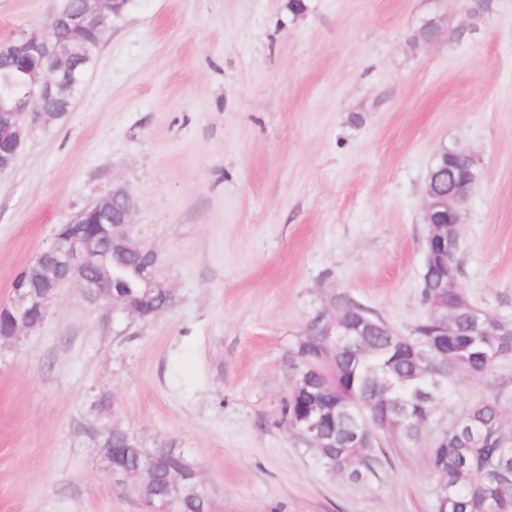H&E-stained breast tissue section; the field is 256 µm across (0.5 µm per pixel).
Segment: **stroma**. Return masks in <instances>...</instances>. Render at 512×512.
Wrapping results in <instances>:
<instances>
[{
    "label": "stroma",
    "instance_id": "obj_1",
    "mask_svg": "<svg viewBox=\"0 0 512 512\" xmlns=\"http://www.w3.org/2000/svg\"><path fill=\"white\" fill-rule=\"evenodd\" d=\"M64 0H0V38ZM128 0L69 112L0 173V302L58 225L125 186L173 309L141 320L66 285L0 341V512H152L102 429L172 443L210 512H433L428 450L471 405L512 411V357L456 376L390 467L354 484L288 429V352L331 293L410 335L435 151L477 161L461 286L512 320V0ZM429 20L440 25L418 38ZM113 398V413L93 404Z\"/></svg>",
    "mask_w": 512,
    "mask_h": 512
}]
</instances>
